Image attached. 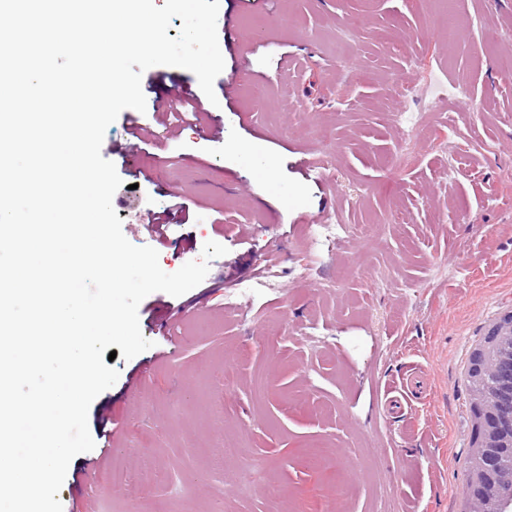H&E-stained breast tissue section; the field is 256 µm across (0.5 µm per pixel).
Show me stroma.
I'll list each match as a JSON object with an SVG mask.
<instances>
[{
	"label": "stroma",
	"instance_id": "obj_1",
	"mask_svg": "<svg viewBox=\"0 0 512 512\" xmlns=\"http://www.w3.org/2000/svg\"><path fill=\"white\" fill-rule=\"evenodd\" d=\"M217 31L248 73L216 78L217 134L138 144L112 203L165 272L227 253L140 303L152 346L113 360L88 413L111 443L71 461L64 512H467L471 359L512 311V0H220ZM177 195L189 222L159 241ZM141 454L154 480L100 483Z\"/></svg>",
	"mask_w": 512,
	"mask_h": 512
}]
</instances>
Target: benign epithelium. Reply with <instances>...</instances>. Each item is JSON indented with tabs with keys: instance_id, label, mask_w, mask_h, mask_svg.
Segmentation results:
<instances>
[{
	"instance_id": "obj_1",
	"label": "benign epithelium",
	"mask_w": 512,
	"mask_h": 512,
	"mask_svg": "<svg viewBox=\"0 0 512 512\" xmlns=\"http://www.w3.org/2000/svg\"><path fill=\"white\" fill-rule=\"evenodd\" d=\"M495 340L475 352L474 369L484 384L505 382L512 386V312L492 326ZM478 440L473 449L467 488V512H512V490L504 492L498 482L512 480V467H503V457L512 458V398L504 401L487 388L475 405Z\"/></svg>"
}]
</instances>
